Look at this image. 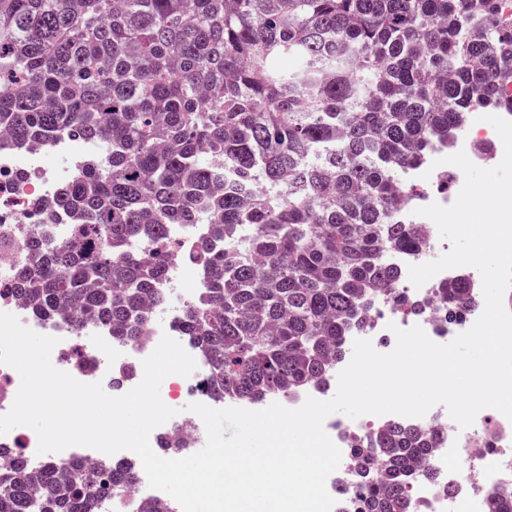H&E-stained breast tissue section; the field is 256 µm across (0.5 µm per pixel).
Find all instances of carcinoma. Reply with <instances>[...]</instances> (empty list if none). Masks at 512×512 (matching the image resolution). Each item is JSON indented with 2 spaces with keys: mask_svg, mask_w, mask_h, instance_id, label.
Returning a JSON list of instances; mask_svg holds the SVG:
<instances>
[{
  "mask_svg": "<svg viewBox=\"0 0 512 512\" xmlns=\"http://www.w3.org/2000/svg\"><path fill=\"white\" fill-rule=\"evenodd\" d=\"M509 0H0V131L104 151L35 209L41 265L13 290L37 317L91 318L134 340L163 309L169 224H210L185 254L205 287L180 325L204 353L203 389L260 401L327 386L345 338L387 300H413L387 261L417 251L398 217L406 172L475 111L511 109ZM289 57L293 70L274 61ZM238 176L224 187V171ZM308 176L309 191L286 177ZM444 321L479 306L467 273L437 290ZM438 439L394 420L353 441L358 512H423L413 472ZM0 473V512H96L136 463Z\"/></svg>",
  "mask_w": 512,
  "mask_h": 512,
  "instance_id": "cac0c4a2",
  "label": "carcinoma"
}]
</instances>
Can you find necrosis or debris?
<instances>
[{
  "mask_svg": "<svg viewBox=\"0 0 512 512\" xmlns=\"http://www.w3.org/2000/svg\"><path fill=\"white\" fill-rule=\"evenodd\" d=\"M55 148L65 156L63 167L46 170L41 165L42 150L28 147L22 150L0 148V198L9 199L10 207H0V239L8 238L12 244L8 253L0 254V312L15 315L20 322L42 335L56 337L57 345L51 353V362L59 370L68 372L83 383L101 382L106 393L120 396L129 391L126 383L115 382L112 378L116 366L124 364L130 358L145 359L162 336L180 339L179 311L183 304L192 299L190 289L184 286L186 266L183 254L194 248L205 236L207 227L203 224H172L167 228V235L175 244L177 256L170 264V273L163 284L170 317L163 322H153L150 332L138 346L111 339L110 329L100 328L93 323L76 326L72 321L62 318H40L33 315L28 305L11 289V285L21 267L31 265L34 257L27 251L24 243L32 224L38 223L39 214L32 207L35 199L53 196L60 186L65 184L75 165L83 157L97 155L101 151L98 144L86 147L82 155L69 152V143L57 141ZM452 152H465L470 161L477 165L502 158L503 143L495 128L475 124L474 132L469 136L455 139ZM25 168L32 172V179L16 180L18 169ZM455 200L453 194L419 193L411 197L400 209L404 223L420 225L423 246L417 252L394 251L389 255V262L396 267L401 276V286L405 292H417L424 297L436 294L437 287L448 281L450 271H442L426 282L422 287H414L407 272L409 265L422 264L440 257L449 249L447 241L439 234L436 224L429 218L418 215V208L431 203L444 206ZM479 311H472L462 322L448 324L438 316L426 315L413 318L403 317L392 302H384L365 337L376 340L388 336V324L408 329L420 326L428 337L439 344L447 343L449 337L467 331L479 318ZM413 426L428 429L440 426L444 430L442 439L434 448L430 458V467L437 472L445 491H438L437 486L425 480H418L420 498L426 505V512H470L476 501L486 498L489 489L498 488L512 491V421L497 410L487 408L478 413L473 425L459 429L450 418L446 408L438 405L425 416L412 418ZM324 429L332 441L342 450L339 468L327 479L329 494L335 499L333 512H353V500L348 497L343 487L351 470V442L344 434L341 425L334 419L324 421ZM440 483V484H441Z\"/></svg>",
  "mask_w": 512,
  "mask_h": 512,
  "instance_id": "1",
  "label": "necrosis or debris"
}]
</instances>
